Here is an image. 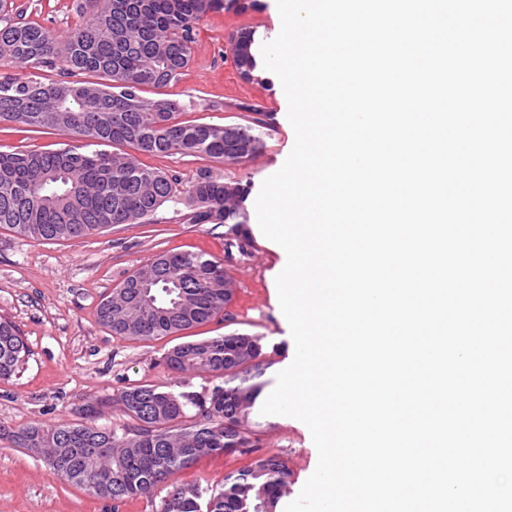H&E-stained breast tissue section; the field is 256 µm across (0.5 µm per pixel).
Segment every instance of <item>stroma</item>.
Instances as JSON below:
<instances>
[{"label": "stroma", "instance_id": "stroma-1", "mask_svg": "<svg viewBox=\"0 0 512 512\" xmlns=\"http://www.w3.org/2000/svg\"><path fill=\"white\" fill-rule=\"evenodd\" d=\"M26 20L67 38L80 24L77 0H16ZM241 10L210 12L195 25L192 62L178 80L165 87L166 98L186 103L185 119L214 124L242 122L250 108L263 111L259 129L264 147L243 164L194 157L140 155L141 163L178 172L193 180L202 168L246 184L247 211H254L263 181L276 173L289 139L288 103L279 79L261 71L259 79L241 77L231 50L242 30L254 31L259 43L279 33L276 0H243ZM67 136L49 129L0 124V152L62 148ZM155 224H121L81 239L37 241L0 228V317L13 322L29 350L15 375L0 379V424L30 422L58 425L82 422L80 407L97 397H114L135 382H180L159 360L175 345V337L151 341L112 335L98 321L101 299L133 270L162 253L198 252L222 261L236 292L228 319L192 328L196 337L221 336L231 322L247 324L263 335L274 364L266 374L275 380L279 366L295 345L270 294L268 277L283 255L267 238L254 239L256 250L242 261L224 253L225 228L220 224H185L164 206ZM263 450L278 453L292 472V495H299L317 461L309 430L288 416L272 417L259 428ZM248 456L215 454L177 474L180 482L220 488L228 472L241 468ZM159 498L123 502L97 497L59 479L26 450L0 440V512H159Z\"/></svg>", "mask_w": 512, "mask_h": 512}]
</instances>
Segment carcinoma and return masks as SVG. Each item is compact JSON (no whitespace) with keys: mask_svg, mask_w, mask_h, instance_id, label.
<instances>
[{"mask_svg":"<svg viewBox=\"0 0 512 512\" xmlns=\"http://www.w3.org/2000/svg\"><path fill=\"white\" fill-rule=\"evenodd\" d=\"M239 0H78L83 22L59 40L24 19L15 0H0V61L46 67L62 79L0 78V124L48 128L112 145L85 152L0 153V227L33 239L73 240L118 224H154L159 210L182 205L189 224H227L224 251L246 259V190L208 168L185 183L175 172L143 165L125 151L205 157L242 164L263 148L253 118L237 124L182 121L186 105L147 98L145 86L176 81L192 61L194 28L208 13ZM254 34L234 41V60L251 80L257 67ZM152 283L149 301L135 300L137 279ZM235 294L232 278L210 255L159 254L128 275L98 307L115 336L150 341L173 336L224 314ZM264 337L238 329L191 339L168 349L162 364L173 373L208 375L212 384L138 383L117 402L127 423L112 430L82 423L18 428L0 426V440L37 449L64 482L114 501L149 497L164 485L160 512H276L288 493L291 470L276 454L260 452L252 415L269 384ZM28 356L19 329L0 318V377L13 375ZM216 452L253 456L224 476L223 488L168 483L201 457Z\"/></svg>","mask_w":512,"mask_h":512,"instance_id":"carcinoma-1","label":"carcinoma"}]
</instances>
